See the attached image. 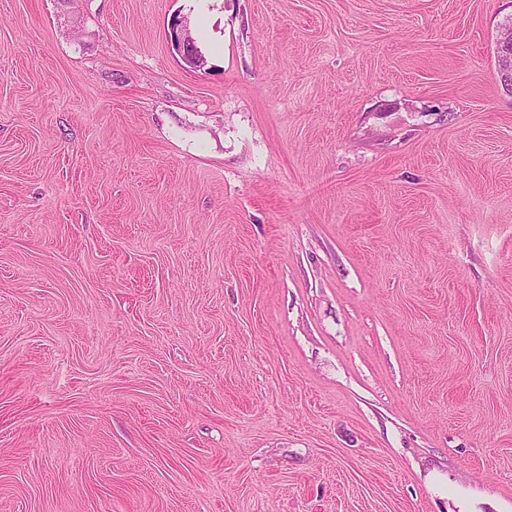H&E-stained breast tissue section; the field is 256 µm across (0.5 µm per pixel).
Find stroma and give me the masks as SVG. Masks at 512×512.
Here are the masks:
<instances>
[{
  "mask_svg": "<svg viewBox=\"0 0 512 512\" xmlns=\"http://www.w3.org/2000/svg\"><path fill=\"white\" fill-rule=\"evenodd\" d=\"M511 20L0 0V512H512ZM504 30L497 42V55L501 59L499 75L503 84L512 89V25Z\"/></svg>",
  "mask_w": 512,
  "mask_h": 512,
  "instance_id": "stroma-1",
  "label": "stroma"
}]
</instances>
